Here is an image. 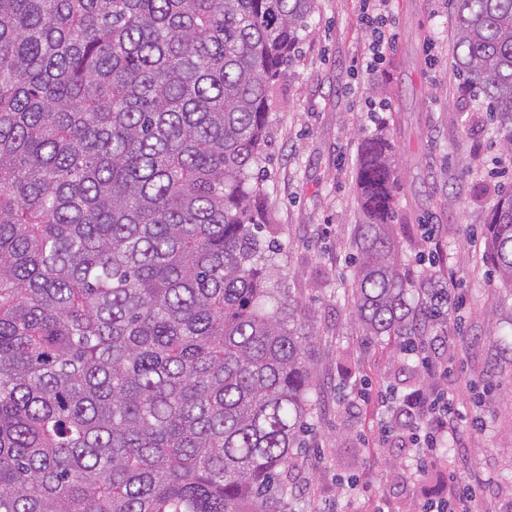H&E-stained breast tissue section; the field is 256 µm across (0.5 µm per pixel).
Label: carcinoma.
<instances>
[{
	"instance_id": "carcinoma-1",
	"label": "carcinoma",
	"mask_w": 512,
	"mask_h": 512,
	"mask_svg": "<svg viewBox=\"0 0 512 512\" xmlns=\"http://www.w3.org/2000/svg\"><path fill=\"white\" fill-rule=\"evenodd\" d=\"M315 0H0V512H285L309 317L269 288L271 88ZM455 71L512 153V0H454ZM384 138L356 164L366 340L448 335ZM484 224L512 296V191Z\"/></svg>"
}]
</instances>
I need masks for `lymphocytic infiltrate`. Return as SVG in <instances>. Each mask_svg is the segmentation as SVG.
Returning <instances> with one entry per match:
<instances>
[{"label":"lymphocytic infiltrate","mask_w":512,"mask_h":512,"mask_svg":"<svg viewBox=\"0 0 512 512\" xmlns=\"http://www.w3.org/2000/svg\"><path fill=\"white\" fill-rule=\"evenodd\" d=\"M389 0H363L361 20L372 29V41L362 63L367 73L380 71L386 48L385 33L381 29L386 19ZM452 336H435L410 343L405 355L418 362L426 378L417 389L395 396L370 399L360 394L362 402L373 401L381 408L386 425L395 427L402 445L416 451V470L426 472L439 457L441 448L457 440L464 430H477L479 417L465 418L458 408L455 393L448 388L450 370L448 356ZM478 491L476 484L458 481L449 476L443 496L426 498L420 512H476Z\"/></svg>","instance_id":"1"}]
</instances>
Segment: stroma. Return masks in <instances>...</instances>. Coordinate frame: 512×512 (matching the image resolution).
I'll list each match as a JSON object with an SVG mask.
<instances>
[{"label": "stroma", "instance_id": "stroma-1", "mask_svg": "<svg viewBox=\"0 0 512 512\" xmlns=\"http://www.w3.org/2000/svg\"><path fill=\"white\" fill-rule=\"evenodd\" d=\"M359 0H315L295 58L281 75L260 178L276 224L270 284L289 291L312 318L315 389L306 446L294 460L292 512H417L425 487L478 472L480 512H512V300L490 287L478 256L483 216L512 190V155L502 152L477 97L454 69L451 0H390L393 48L381 72L356 60L372 40ZM392 142L400 168L396 231L415 264L432 227L443 268L464 298L462 336L450 371L466 416L481 430L449 448L447 467L410 482L409 448H364L377 433L371 406L354 391H411L423 377L392 341L361 340L345 301L347 255L358 217L355 166L364 137Z\"/></svg>", "mask_w": 512, "mask_h": 512}]
</instances>
